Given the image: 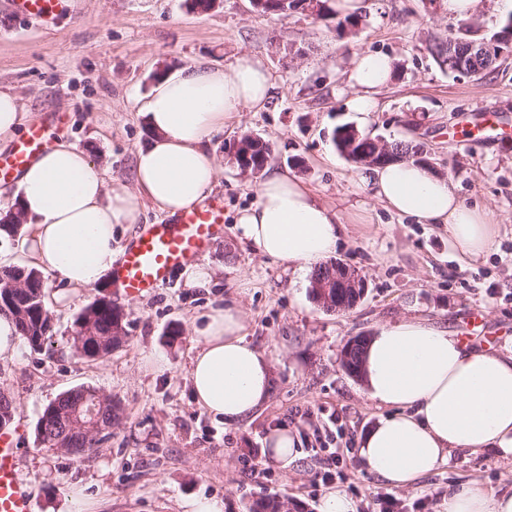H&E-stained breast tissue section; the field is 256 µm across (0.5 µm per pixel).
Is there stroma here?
I'll list each match as a JSON object with an SVG mask.
<instances>
[{"label": "stroma", "mask_w": 512, "mask_h": 512, "mask_svg": "<svg viewBox=\"0 0 512 512\" xmlns=\"http://www.w3.org/2000/svg\"><path fill=\"white\" fill-rule=\"evenodd\" d=\"M9 2L0 0V88L14 92L36 123L57 124V136L127 182L149 136L139 110L157 74L199 62L227 68L249 53L274 84L263 107L227 120L211 140L224 224L201 258L215 272L208 287H185L176 276L148 294L113 296L128 338L90 360L73 347V323L103 289L60 305L61 283L46 274L51 340L39 351L22 346L16 361L0 364V390L23 436L20 477L33 512H57L69 498L82 512H183L184 500L212 496L223 498L224 512H249L274 495L291 512H318L330 486L344 491L356 512H378L385 494L404 512H438L449 489L467 480L512 491V462L491 450H452L448 465L406 489L363 470L353 450L386 410L341 364L346 344L379 325L414 316L459 336L474 311L497 333L490 351L512 354V140L473 129L486 105L512 129V56L480 80L442 71L428 47L453 21L427 0H359L366 22L342 35L334 22L305 11L257 13L250 0H220L204 13L190 11L185 0H72L48 30L17 16ZM358 51L393 62L368 115L348 107L350 59ZM345 124L386 141L424 144L433 170L453 181L460 199L489 211L498 226L492 250L461 264L447 231L377 203L361 183L364 167L331 141ZM245 133L271 144V166L290 170L344 216L333 258L364 280L352 309L324 311L309 294V275L293 274L241 239L235 219L255 202L257 178L241 173L224 148ZM224 301L241 305L247 342L272 363L267 403L240 425L201 410L188 381L192 326ZM155 355L166 359L164 369L153 367ZM82 386L122 407L111 438L86 455L43 447L35 427L44 408ZM280 426L300 441L298 458L285 469L263 454L268 431ZM328 448L339 454L336 467L325 463Z\"/></svg>", "instance_id": "obj_1"}]
</instances>
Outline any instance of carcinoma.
Here are the masks:
<instances>
[{
  "instance_id": "carcinoma-1",
  "label": "carcinoma",
  "mask_w": 512,
  "mask_h": 512,
  "mask_svg": "<svg viewBox=\"0 0 512 512\" xmlns=\"http://www.w3.org/2000/svg\"><path fill=\"white\" fill-rule=\"evenodd\" d=\"M318 17L335 21L336 30L345 31L355 29L362 22L363 16L354 12L343 15L332 5L331 0H318ZM452 39L477 40L479 36L474 31L472 20L469 18L456 21L455 28L448 32ZM430 53L438 67L448 73H453V68L448 65V56L444 52V39L440 38L430 46ZM336 149L342 154H353L357 151L363 155H373L378 149L377 139L368 135L359 134L354 137L349 132V126L337 127L332 136ZM246 150L250 151L249 160L251 169L258 173L263 170L271 155L268 144L261 139L248 141ZM15 297L14 306L1 308L0 314L9 315L15 321L20 336L33 350L42 348L46 340L53 335V325L49 309L47 308V287L41 273L34 268H25L16 265L0 266V297L5 294ZM118 307L110 302L93 301L85 308V311L93 314L97 331L107 337L112 346H103L99 350L91 340L82 343L78 352L91 359H97L100 354H109L127 338V330L123 325H118L114 312ZM36 435L40 444L46 448L64 447L65 429L59 423L44 422L39 418L36 424ZM285 503L278 497H267L250 507V512H283Z\"/></svg>"
}]
</instances>
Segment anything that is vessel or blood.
Listing matches in <instances>:
<instances>
[{
	"label": "vessel or blood",
	"instance_id": "vessel-or-blood-1",
	"mask_svg": "<svg viewBox=\"0 0 512 512\" xmlns=\"http://www.w3.org/2000/svg\"><path fill=\"white\" fill-rule=\"evenodd\" d=\"M70 0H10L21 17L51 27L68 11ZM47 126L35 125L6 152H0V181L14 180L19 171L49 147ZM224 223V204L206 199L163 224H151L123 251L112 282L124 296H136L167 284L173 275L197 262ZM20 449L15 430L0 428V512H33L20 478Z\"/></svg>",
	"mask_w": 512,
	"mask_h": 512
}]
</instances>
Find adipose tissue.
<instances>
[{
    "mask_svg": "<svg viewBox=\"0 0 512 512\" xmlns=\"http://www.w3.org/2000/svg\"><path fill=\"white\" fill-rule=\"evenodd\" d=\"M391 69L387 56L354 55L351 111H374ZM271 87L266 68L249 55L226 70L199 64L160 79L142 105L151 138L136 154L131 188L75 145H50L18 179L26 256L58 274L68 292L111 285L119 259L115 229H134L145 207L172 216L209 197L219 175L209 149L215 130L243 109L263 106ZM364 182L388 210L444 225L461 259L483 257L495 242L488 212L464 204L453 182L425 165L403 160L374 167ZM236 222L260 254L299 273L333 254L344 229L338 213L300 180L268 169L256 202ZM244 330V313L234 303L211 308L194 329V400L230 425L255 413L271 388V362ZM361 378L369 398L390 413L365 433L355 454L387 484L411 486L447 464L455 449H491L512 461V356L468 349L448 330L405 318L378 326L368 338ZM441 512H512V492L466 481L449 492Z\"/></svg>",
    "mask_w": 512,
    "mask_h": 512,
    "instance_id": "1",
    "label": "adipose tissue"
}]
</instances>
